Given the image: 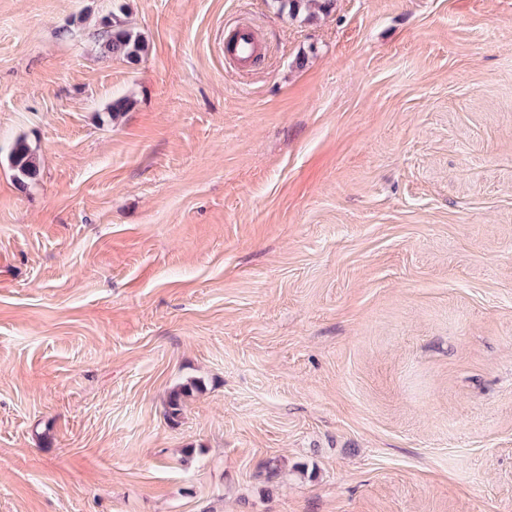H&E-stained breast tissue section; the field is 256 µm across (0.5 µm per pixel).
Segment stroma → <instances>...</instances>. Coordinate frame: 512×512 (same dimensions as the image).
<instances>
[{"instance_id":"1","label":"stroma","mask_w":512,"mask_h":512,"mask_svg":"<svg viewBox=\"0 0 512 512\" xmlns=\"http://www.w3.org/2000/svg\"><path fill=\"white\" fill-rule=\"evenodd\" d=\"M0 512H512V0H0ZM101 47L105 52L126 60H137L147 51V45L140 34L128 28L117 16L103 31ZM233 32L229 40L235 37L234 46L227 54L234 65L246 68L261 54L262 40L256 28L249 24H241ZM9 161L15 172V177L21 183L34 178L38 174L37 156L23 136L16 139L9 155ZM194 390H198V386L194 383L180 385L172 389L167 401V418L171 422H178L185 400L193 394Z\"/></svg>"}]
</instances>
